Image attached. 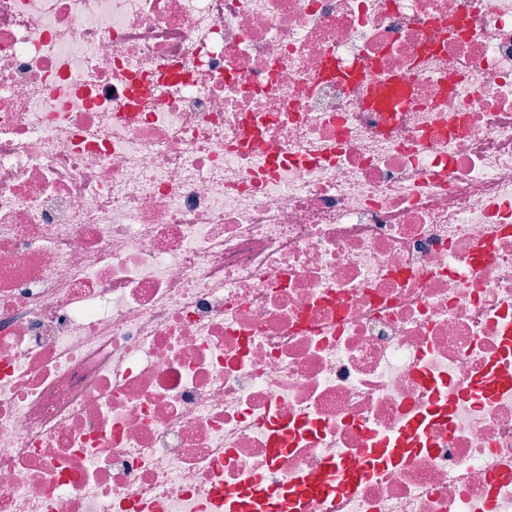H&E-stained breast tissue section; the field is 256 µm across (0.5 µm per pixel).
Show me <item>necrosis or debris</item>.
<instances>
[{"mask_svg": "<svg viewBox=\"0 0 512 512\" xmlns=\"http://www.w3.org/2000/svg\"><path fill=\"white\" fill-rule=\"evenodd\" d=\"M0 512H512V0H0ZM407 86L401 80L390 82L378 91V102L380 105H385L393 110L400 107L407 98Z\"/></svg>", "mask_w": 512, "mask_h": 512, "instance_id": "necrosis-or-debris-1", "label": "necrosis or debris"}]
</instances>
